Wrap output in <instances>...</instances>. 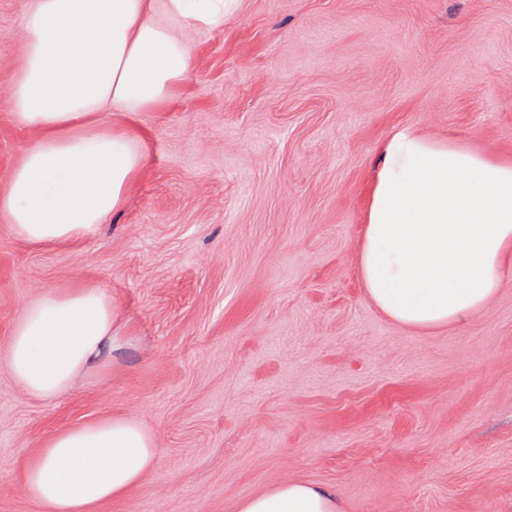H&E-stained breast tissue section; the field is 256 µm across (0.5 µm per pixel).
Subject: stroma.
Masks as SVG:
<instances>
[{
  "label": "stroma",
  "mask_w": 512,
  "mask_h": 512,
  "mask_svg": "<svg viewBox=\"0 0 512 512\" xmlns=\"http://www.w3.org/2000/svg\"><path fill=\"white\" fill-rule=\"evenodd\" d=\"M30 2L0 0V182L37 139L6 105ZM194 45L108 224L43 246L0 217V512H36L20 480L45 435L110 415L161 455L97 512H238L288 481L345 512H512V267L426 330L358 268L393 127L512 158V0H242ZM85 284L120 310L107 369L31 397L4 364L14 321Z\"/></svg>",
  "instance_id": "obj_1"
}]
</instances>
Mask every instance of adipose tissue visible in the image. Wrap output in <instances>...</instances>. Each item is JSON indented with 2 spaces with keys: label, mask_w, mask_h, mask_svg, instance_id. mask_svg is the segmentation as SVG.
<instances>
[{
  "label": "adipose tissue",
  "mask_w": 512,
  "mask_h": 512,
  "mask_svg": "<svg viewBox=\"0 0 512 512\" xmlns=\"http://www.w3.org/2000/svg\"><path fill=\"white\" fill-rule=\"evenodd\" d=\"M239 0H32L10 82L13 115L38 138L0 185V216L23 240L60 245L105 224L145 163L139 113L189 73L194 34ZM512 265V160L408 125L376 166L359 272L371 301L413 329L460 325L498 295ZM118 308L93 285L46 291L16 320L5 357L29 395L70 392L103 369ZM140 421L105 417L49 434L21 489L37 512H94L138 486L160 457ZM238 512H342L333 491L292 481Z\"/></svg>",
  "instance_id": "1"
}]
</instances>
